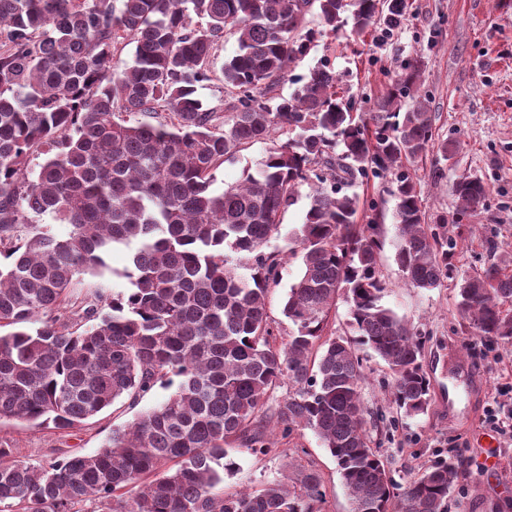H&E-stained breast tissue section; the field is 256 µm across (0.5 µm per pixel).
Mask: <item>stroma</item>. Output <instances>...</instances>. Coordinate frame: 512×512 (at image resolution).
Instances as JSON below:
<instances>
[{
    "label": "stroma",
    "mask_w": 512,
    "mask_h": 512,
    "mask_svg": "<svg viewBox=\"0 0 512 512\" xmlns=\"http://www.w3.org/2000/svg\"><path fill=\"white\" fill-rule=\"evenodd\" d=\"M417 58L422 84L431 97L440 135L457 141L458 149L440 164H417L415 177L427 214L455 212L457 201L450 186L461 175H473L490 187L487 206L469 220L462 235L456 268L442 286L424 290L407 284L395 261V202L387 183L370 177L358 191L384 215L381 272L383 301L428 337L424 370L431 381V402L426 413L407 417L391 400V378L383 362H366L362 388L365 406L384 414L371 428L373 448L396 482L417 476L422 469L449 460H463L465 468L454 485L448 512H512V443H496L499 473L484 477L482 450L477 438L484 408L502 401L504 374H512V344L483 340L469 334L456 310L457 281L483 268L490 250L512 254V0H406L402 25L386 31L375 21L365 40L351 42L346 34L316 42L295 67L302 75L321 62L343 72L358 112L369 111L397 71L401 61ZM270 144L255 143L215 172V189L243 180L256 172ZM271 248L285 251L280 283L266 294V309L281 335L291 326L283 315L289 287L301 273L299 257L288 255V243L272 239ZM129 252L119 247L108 257L107 270L83 275L71 288L72 298L109 295L129 288L124 272ZM133 411L121 405L108 408L87 429L69 437L15 422L0 424V436L9 440L16 459L39 464L58 449L92 453L103 444L113 426L132 420ZM296 457L317 469L324 481L323 512H350L351 501L336 470V463L311 430L296 435ZM237 467L224 478L232 492L256 487L288 473L284 456H255L234 452Z\"/></svg>",
    "instance_id": "obj_1"
}]
</instances>
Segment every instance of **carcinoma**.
I'll list each match as a JSON object with an SVG mask.
<instances>
[{"instance_id": "cac0c4a2", "label": "carcinoma", "mask_w": 512, "mask_h": 512, "mask_svg": "<svg viewBox=\"0 0 512 512\" xmlns=\"http://www.w3.org/2000/svg\"><path fill=\"white\" fill-rule=\"evenodd\" d=\"M404 10L405 0H0V422L71 435L179 378L94 453L31 466L1 437L0 512H321V474L292 462L259 489L220 488L230 451L287 456L304 429L335 458L351 512H448L463 461L402 485L370 446L364 351L390 370L407 416L428 409L430 380L425 337L382 302L384 225L353 187L369 175L389 184L395 261L413 287L438 288L457 239L448 216L426 215L411 167L433 153L447 161L456 145L437 131L417 60L363 116L326 62L276 93L318 39L349 24L360 39L379 13L390 31ZM227 36L236 51L220 116L198 91ZM129 44L132 63H112ZM263 140L273 146L256 174L215 190V170ZM44 146L58 152L27 170ZM304 185V223L287 230ZM451 192L457 225L489 195L468 175ZM44 215L67 234L37 223ZM280 236L302 264L285 342L265 305L283 260L268 244ZM118 246L131 288L72 300L74 278L101 273ZM457 288L470 334L512 343V269L496 251ZM340 297L349 337L328 332Z\"/></svg>"}]
</instances>
